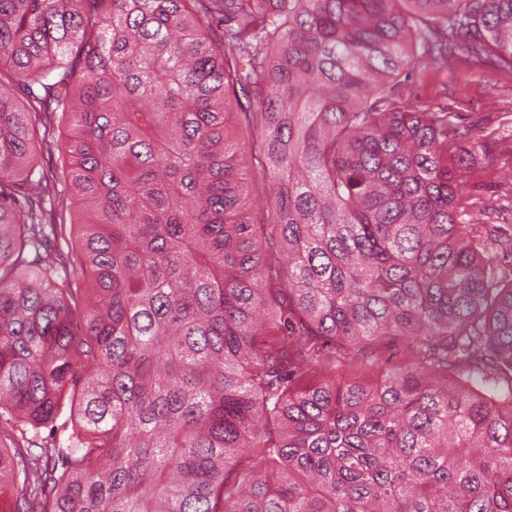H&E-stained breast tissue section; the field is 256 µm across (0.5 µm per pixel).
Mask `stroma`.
Returning a JSON list of instances; mask_svg holds the SVG:
<instances>
[{
    "label": "stroma",
    "instance_id": "1",
    "mask_svg": "<svg viewBox=\"0 0 512 512\" xmlns=\"http://www.w3.org/2000/svg\"><path fill=\"white\" fill-rule=\"evenodd\" d=\"M412 110L452 113L456 147L472 149L475 176L462 196L475 208L470 231L512 228V73L472 64L463 55L426 68L397 91Z\"/></svg>",
    "mask_w": 512,
    "mask_h": 512
}]
</instances>
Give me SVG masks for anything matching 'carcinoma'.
<instances>
[{
    "label": "carcinoma",
    "instance_id": "carcinoma-1",
    "mask_svg": "<svg viewBox=\"0 0 512 512\" xmlns=\"http://www.w3.org/2000/svg\"><path fill=\"white\" fill-rule=\"evenodd\" d=\"M457 52L512 0H0L8 512H512V238L394 95Z\"/></svg>",
    "mask_w": 512,
    "mask_h": 512
}]
</instances>
